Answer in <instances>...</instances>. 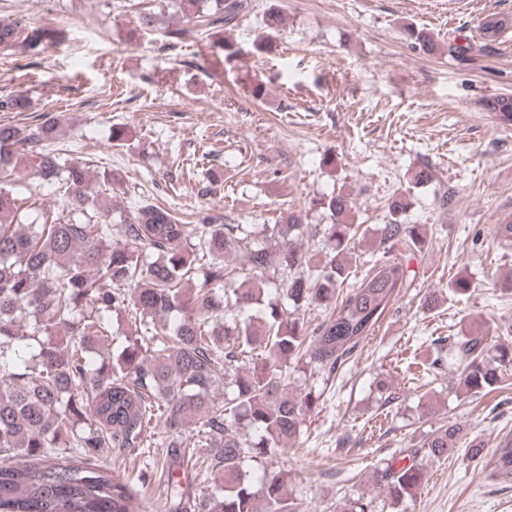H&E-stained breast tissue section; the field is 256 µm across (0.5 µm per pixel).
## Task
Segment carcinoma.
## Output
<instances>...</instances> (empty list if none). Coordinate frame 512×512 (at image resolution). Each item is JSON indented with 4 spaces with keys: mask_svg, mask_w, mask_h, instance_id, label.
Here are the masks:
<instances>
[{
    "mask_svg": "<svg viewBox=\"0 0 512 512\" xmlns=\"http://www.w3.org/2000/svg\"><path fill=\"white\" fill-rule=\"evenodd\" d=\"M181 7L208 32L234 25L247 0ZM141 24L162 30L168 48L188 34L157 13ZM282 25L279 13L267 12L269 33L254 50L272 51ZM405 34L423 51L439 49L411 25ZM58 38L23 16L0 20L3 53L21 41L38 56ZM486 107L512 123V97ZM55 131L53 120L28 131L0 124V453L21 457L0 463V512H147L134 479L73 455L148 448L153 424L162 426L158 445L166 449V512H304L288 472L255 475L244 465L300 437L317 400L311 380L332 377L409 285V258L426 244L421 225L404 223L409 203H389L374 241L381 257L345 290L368 232L353 223L348 195L316 200L331 223L310 230L317 252L309 256L292 213L276 224H223L219 216L183 224L151 203L132 212L105 206L99 196L112 193V173L92 190L83 162L46 151ZM23 165L55 187L67 209H42L41 221L20 232V214L37 205L11 181ZM241 247L245 265L227 263ZM312 302L335 307L311 329L300 311ZM130 306L128 327L113 326L112 315ZM105 340L112 353L100 356ZM435 343L457 366L463 393L512 385V347L491 344L482 323ZM293 363L306 373L298 386L289 382ZM193 420V447L205 457L187 448ZM463 438L450 422L381 460L373 480L390 506L414 499L425 483L419 454L446 456ZM202 467L220 482L197 497L192 471ZM493 471L512 475L511 440L497 450Z\"/></svg>",
    "mask_w": 512,
    "mask_h": 512,
    "instance_id": "cac0c4a2",
    "label": "carcinoma"
}]
</instances>
